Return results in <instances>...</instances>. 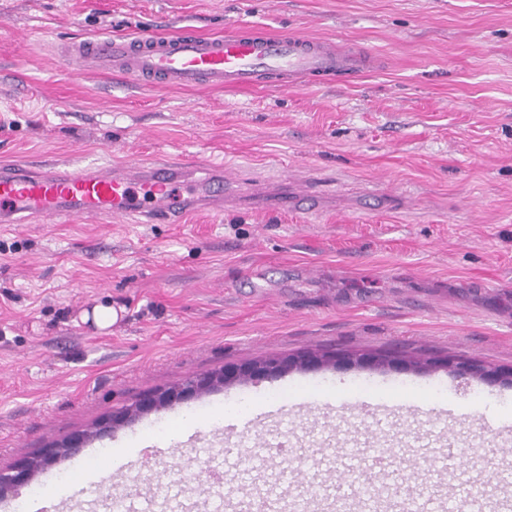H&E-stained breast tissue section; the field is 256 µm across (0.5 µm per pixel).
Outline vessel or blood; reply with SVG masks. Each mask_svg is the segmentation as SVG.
<instances>
[{"mask_svg":"<svg viewBox=\"0 0 512 512\" xmlns=\"http://www.w3.org/2000/svg\"><path fill=\"white\" fill-rule=\"evenodd\" d=\"M65 57L74 76L113 73L149 85L274 86L288 91L334 78L351 81L372 68L375 57L354 46L296 34L273 36L240 24L221 35L204 36L185 28L162 36L99 37L68 46ZM229 182L223 166L206 162L146 163L129 160L112 167L45 166L22 161L0 166V224L33 220L131 215L148 224H177L189 213H223ZM380 442L320 457L315 481L289 476L285 467L263 479L239 477L240 490L207 484L200 496L180 485L159 494L114 498V512H512V471L478 479L464 462L445 460L420 486L404 488L396 470L358 485L359 476L386 456Z\"/></svg>","mask_w":512,"mask_h":512,"instance_id":"b4317fda","label":"vessel or blood"}]
</instances>
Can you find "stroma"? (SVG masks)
<instances>
[{
	"mask_svg": "<svg viewBox=\"0 0 512 512\" xmlns=\"http://www.w3.org/2000/svg\"><path fill=\"white\" fill-rule=\"evenodd\" d=\"M241 23L380 64L288 92L62 74L73 42ZM128 158L220 161L268 193L308 189L313 209L241 195L180 224L0 226V469L225 363L336 349L413 366L218 388L94 438L32 485L68 493L97 459L100 497L197 492L214 458L256 474L348 431L383 437L412 479L447 455L485 473L512 462V446L478 437L482 417L512 427V385L423 367L448 354L512 366V0H0V161ZM98 305L118 312L108 328L90 318ZM238 401L242 423L225 417ZM173 430L146 475L127 472ZM242 431L250 443L226 445ZM272 435L280 449L264 447Z\"/></svg>",
	"mask_w": 512,
	"mask_h": 512,
	"instance_id": "1",
	"label": "stroma"
}]
</instances>
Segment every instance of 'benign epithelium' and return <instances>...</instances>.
Segmentation results:
<instances>
[{
  "mask_svg": "<svg viewBox=\"0 0 512 512\" xmlns=\"http://www.w3.org/2000/svg\"><path fill=\"white\" fill-rule=\"evenodd\" d=\"M343 363L347 366L358 365L372 368L381 359L372 355L348 356L338 354L336 358H326L312 352H305L296 357L269 358L244 364L227 363L217 372L203 374L180 386L157 394H149L139 399L133 407L114 411L104 417L95 429L96 435L102 437L112 431L129 425L132 420L151 412L159 411L177 401L196 398L201 393L240 381L257 382L272 378L294 369L316 371L330 364ZM430 366L444 368L448 373L460 379H479L486 382L503 384L512 383V367L502 368L483 364L472 359H461L448 356L435 360ZM91 433L80 432L70 435L60 445L45 449L44 462L53 463L62 457L70 456L80 451L90 439ZM35 471L31 460L24 459L13 467L0 470V498L16 496L18 492L28 487L34 479Z\"/></svg>",
  "mask_w": 512,
  "mask_h": 512,
  "instance_id": "7a95c632",
  "label": "benign epithelium"
}]
</instances>
